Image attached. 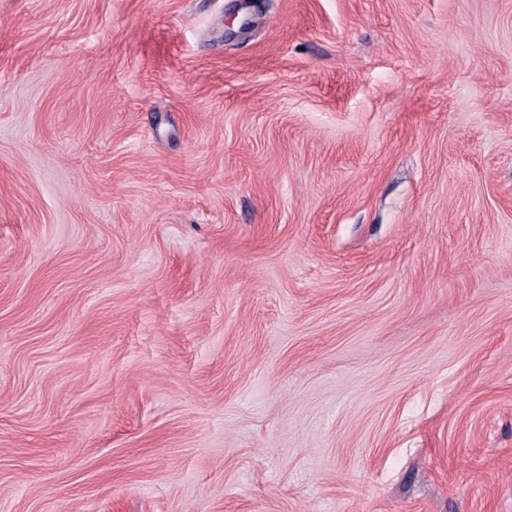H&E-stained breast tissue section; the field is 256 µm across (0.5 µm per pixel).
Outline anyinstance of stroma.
I'll return each instance as SVG.
<instances>
[{
    "mask_svg": "<svg viewBox=\"0 0 512 512\" xmlns=\"http://www.w3.org/2000/svg\"><path fill=\"white\" fill-rule=\"evenodd\" d=\"M0 512H512V0H0Z\"/></svg>",
    "mask_w": 512,
    "mask_h": 512,
    "instance_id": "stroma-1",
    "label": "stroma"
}]
</instances>
